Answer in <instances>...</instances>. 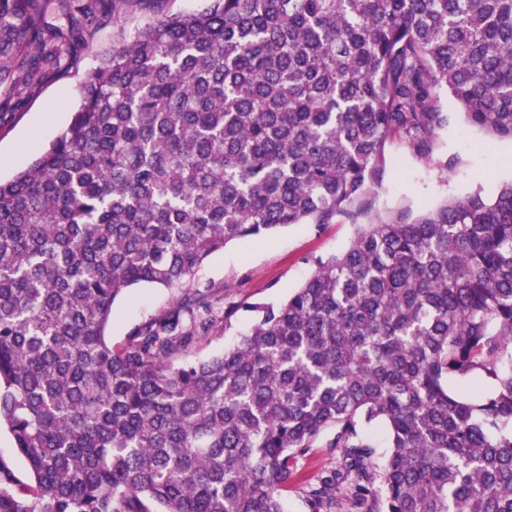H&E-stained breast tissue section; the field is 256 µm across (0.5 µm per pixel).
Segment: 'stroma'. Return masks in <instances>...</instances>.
Here are the masks:
<instances>
[{"label":"stroma","instance_id":"obj_1","mask_svg":"<svg viewBox=\"0 0 512 512\" xmlns=\"http://www.w3.org/2000/svg\"><path fill=\"white\" fill-rule=\"evenodd\" d=\"M200 3L158 0L150 8L134 0H115L112 14L90 47L75 52L64 70L47 74L33 95L20 100L1 88L0 177L8 178L28 165L37 147L47 145L68 125L80 100L83 77L97 65L99 52L121 33L143 25L154 11L189 13ZM441 106L451 121L440 130L430 156L416 155L399 139L387 143L379 182L371 189L372 216L385 218L406 209L417 215L422 208L439 207L479 188L488 195L495 193L499 184L512 180V139L471 126L453 99L442 98ZM449 155L458 156L460 163L454 171L441 173L437 162ZM354 233L350 224H293L256 243H228L204 264L195 285L212 294L220 306L234 305L238 311L230 329L197 342L190 357L206 359L222 352L251 322L252 315L242 311V303L275 304L287 298L309 277L316 258L344 251ZM183 296V291L154 285L131 288L113 306L107 329L110 340L123 343L135 325L165 313ZM341 456V449L320 441L298 456L294 477L281 493L284 512H311L310 490L336 469Z\"/></svg>","mask_w":512,"mask_h":512}]
</instances>
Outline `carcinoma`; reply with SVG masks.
<instances>
[{"label": "carcinoma", "mask_w": 512, "mask_h": 512, "mask_svg": "<svg viewBox=\"0 0 512 512\" xmlns=\"http://www.w3.org/2000/svg\"><path fill=\"white\" fill-rule=\"evenodd\" d=\"M101 2L0 0V86L34 93ZM442 89L512 138V0H203L102 51L70 124L0 181V426L27 469L0 455V512H284L329 429L367 512H512V182L358 223L387 140L432 153ZM345 221L349 247L244 304L218 355L185 358L216 324L201 293L106 336L136 285ZM475 375L479 401L448 386Z\"/></svg>", "instance_id": "obj_1"}]
</instances>
